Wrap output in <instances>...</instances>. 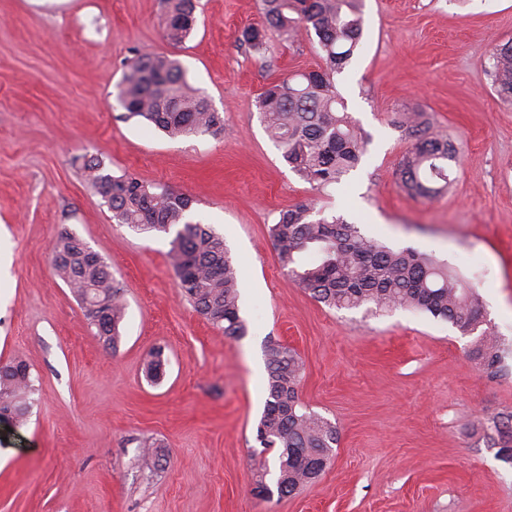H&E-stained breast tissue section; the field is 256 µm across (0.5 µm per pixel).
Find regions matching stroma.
I'll use <instances>...</instances> for the list:
<instances>
[{"instance_id": "stroma-1", "label": "stroma", "mask_w": 512, "mask_h": 512, "mask_svg": "<svg viewBox=\"0 0 512 512\" xmlns=\"http://www.w3.org/2000/svg\"><path fill=\"white\" fill-rule=\"evenodd\" d=\"M364 13L334 83L370 142L342 184L317 191L282 160L257 98L323 68L318 40L272 30L264 58L240 46L263 23L260 0H197L179 45L164 37L163 0H0V365L23 359L36 388L27 424L0 423V512H512V464L490 440L492 419L512 412V105L487 74L489 49L512 41V0H364ZM139 51L178 58L223 135L171 138L126 118L124 62ZM405 107L456 148L453 182L432 200L399 184L410 142L392 117ZM85 154L192 198L188 220L223 235L238 269L246 336L225 337L181 295L169 236L112 222ZM309 200L476 285L504 371L488 375L474 336L447 321L331 309L300 288L269 228ZM64 229L125 290L116 349L53 270ZM271 340L301 356L299 397L338 430L319 479L283 499L252 493L277 461L256 440ZM155 354L165 374L153 382ZM146 439L159 461L144 458Z\"/></svg>"}]
</instances>
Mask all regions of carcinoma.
<instances>
[{"label":"carcinoma","mask_w":512,"mask_h":512,"mask_svg":"<svg viewBox=\"0 0 512 512\" xmlns=\"http://www.w3.org/2000/svg\"><path fill=\"white\" fill-rule=\"evenodd\" d=\"M363 0H261L262 26H248L239 41L253 52L267 51V31L287 38L313 33L325 68L270 84L257 108L282 160L312 189L338 185L361 163L369 143L336 96L335 74L358 51L366 27ZM195 0H167L165 35L183 43L196 24ZM491 85L512 103V45L490 49ZM119 100L127 117L141 118L171 138L224 134V117L189 82L179 60L137 53L126 61ZM394 124L413 139L399 170L402 188L432 198L447 191L455 151L431 133L425 112L404 110ZM82 170L96 193L109 203L112 221L143 233L172 236L169 258L178 287L194 309L232 338L247 327L239 313V280L224 236L206 224L187 220L192 200L184 194L142 184L129 175L105 172L95 158ZM279 263L298 285L330 309L405 308L445 320L462 332L481 331L474 350L494 372L503 348L485 330L477 288L462 284L448 267L413 249L394 250L362 232L342 215L316 217L314 206L297 204L280 212L270 228ZM52 263L80 303L84 316L104 343L115 345L126 315L121 287L99 254L70 232H61ZM268 398L257 437L262 447L278 448L276 490L266 497L293 495L324 471L338 441L335 425L308 411L298 388L303 363L297 352L278 342L265 347ZM34 381L22 360L0 366V416L23 425L31 408ZM498 455L512 463V413L492 420Z\"/></svg>","instance_id":"carcinoma-1"}]
</instances>
